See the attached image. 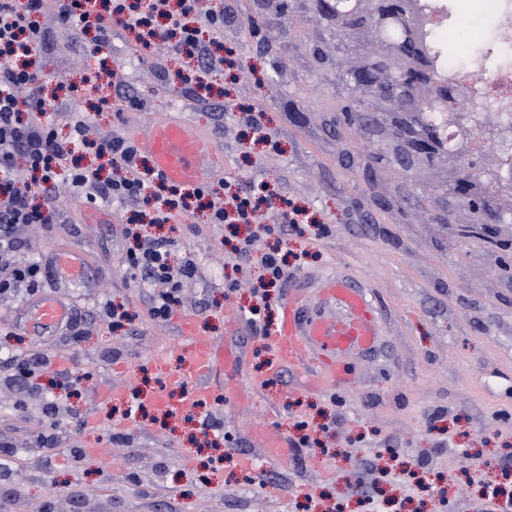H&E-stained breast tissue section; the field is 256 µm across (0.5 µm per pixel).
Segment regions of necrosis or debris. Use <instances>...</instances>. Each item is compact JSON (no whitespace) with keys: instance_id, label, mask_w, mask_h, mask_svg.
I'll return each instance as SVG.
<instances>
[{"instance_id":"necrosis-or-debris-1","label":"necrosis or debris","mask_w":512,"mask_h":512,"mask_svg":"<svg viewBox=\"0 0 512 512\" xmlns=\"http://www.w3.org/2000/svg\"><path fill=\"white\" fill-rule=\"evenodd\" d=\"M469 2L471 14L489 12L491 21L476 43L463 48L448 39L460 23L459 0H417V5L439 20L431 37L439 67L449 78L468 85L481 104L480 110L471 113V121L492 112L512 127V0Z\"/></svg>"}]
</instances>
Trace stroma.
<instances>
[{"label":"stroma","instance_id":"stroma-1","mask_svg":"<svg viewBox=\"0 0 512 512\" xmlns=\"http://www.w3.org/2000/svg\"><path fill=\"white\" fill-rule=\"evenodd\" d=\"M224 2V68L204 102L193 99L182 58L165 45L149 55L138 51L133 32L117 30L99 50L52 14L42 19L50 34L42 58L47 84L78 86L76 99L60 96L59 109L95 113V136L132 127L147 132L158 114L189 120L223 151L211 183L241 192L264 185L304 209L308 223L288 237V281L325 268L356 278L386 316L383 349L353 360V391L314 393L287 371L268 379L261 396L225 403L215 412L230 433L221 461L206 462L191 441L203 410L124 429V447L103 461L95 451L107 446L135 391L157 389L148 360L160 344L177 343L179 321L152 320L148 286L129 279L123 212L106 206L113 222L105 228L88 223L89 204L63 196L64 223L33 225L25 235L35 254L81 253L87 283L66 287L55 278L43 283V293L65 288L76 316L113 303L131 320L101 323L63 347L15 324L11 300H0V360L21 349L47 353L51 366L40 380L69 434L55 452H40V405L23 408L0 395V439L16 445L30 471L21 492L6 484L0 495L11 497L13 512H41L48 500L75 497L92 512H482L487 503L470 477L490 482L512 464V246L464 233L460 209L453 223H438L444 197L432 194L422 174L398 166L378 132L344 121L357 96L346 78L356 52L334 22L319 19L311 0H288L284 8L266 0ZM103 68L140 97L139 109H127L112 87H98ZM254 105L263 111L261 139L224 118ZM137 231L173 240V262L187 255L196 261L182 302L198 332L239 353L236 381L265 377L275 360L266 337L244 319L232 333L224 324L225 307L252 306L260 254L250 258L248 274L238 273L233 234L209 224L202 210L176 211L168 223ZM234 281L237 291L227 293ZM64 369L78 385L58 382ZM303 421L334 422L327 452L294 449L288 467L253 466L271 483H250L239 462L254 454L257 431L290 439ZM365 460L385 471L371 503L352 490ZM132 471L140 484L128 481ZM439 485L456 487L455 498L440 501L433 492Z\"/></svg>","mask_w":512,"mask_h":512}]
</instances>
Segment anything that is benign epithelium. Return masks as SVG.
Returning <instances> with one entry per match:
<instances>
[{"mask_svg": "<svg viewBox=\"0 0 512 512\" xmlns=\"http://www.w3.org/2000/svg\"><path fill=\"white\" fill-rule=\"evenodd\" d=\"M318 15L329 21L363 20L355 28L376 52L366 54L350 71L358 89L370 88L382 110L397 125L403 150L401 166L438 167L449 150L469 153L474 135L466 122L470 94L437 75L426 37L436 17L417 10L416 0H322ZM456 129V143L448 146L447 129ZM497 158L487 152L466 168L462 188L446 195L447 214L459 205L469 224H512V207L485 205L475 186L496 167Z\"/></svg>", "mask_w": 512, "mask_h": 512, "instance_id": "1", "label": "benign epithelium"}]
</instances>
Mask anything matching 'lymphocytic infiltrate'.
I'll use <instances>...</instances> for the list:
<instances>
[{"label":"lymphocytic infiltrate","mask_w":512,"mask_h":512,"mask_svg":"<svg viewBox=\"0 0 512 512\" xmlns=\"http://www.w3.org/2000/svg\"><path fill=\"white\" fill-rule=\"evenodd\" d=\"M50 4L78 34L94 29L106 38L116 29H135L148 53L154 52L158 41H172L174 51L185 55L197 83H204L224 63L213 52L224 37V12L207 0H186L182 10L192 14L195 24L176 31L151 24L155 16L166 15L169 0H0V298H34L41 283L50 278L52 257L27 259L30 245L20 231L31 224L60 223L59 187L80 194L91 205L112 202L138 210L153 224L165 223L169 209L177 205V189L167 187L153 169L140 168L141 154L132 139L121 134L91 139L92 114H58L57 103L45 97L46 76L36 60L47 47L39 18ZM25 112H53L57 118L46 123L25 121L21 118ZM62 125L68 127V135L59 134ZM84 148L94 149L98 158L111 164V176L102 177L99 169L75 163V153ZM20 160L31 173L30 180L21 184L15 179ZM194 194L207 197L212 223L246 226L248 233L234 254L243 265L253 253H261L264 274L256 289L283 284L286 269L278 246L300 224L298 213H284L279 224H262L259 206L250 197L230 195L211 184ZM273 238L278 241L274 247L269 244ZM172 248L169 240L147 238L126 254L127 271L150 287V314L160 322L181 306L183 284L196 272V262L189 257L172 265ZM46 366L39 351L8 357L0 362V389L11 391L18 405H25L34 393L33 377Z\"/></svg>","instance_id":"f902f5d3"}]
</instances>
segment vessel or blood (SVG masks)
Returning <instances> with one entry per match:
<instances>
[{"instance_id": "obj_1", "label": "vessel or blood", "mask_w": 512, "mask_h": 512, "mask_svg": "<svg viewBox=\"0 0 512 512\" xmlns=\"http://www.w3.org/2000/svg\"><path fill=\"white\" fill-rule=\"evenodd\" d=\"M137 147L149 155L161 179L175 187L191 191L208 183L211 170L222 160L218 145L195 125L185 120L156 116L149 135L130 129ZM60 275L67 280L80 279L84 267L79 255L63 251L55 259ZM65 303L52 297L35 301L27 312V327L32 335L51 334L67 321ZM192 318L180 323L177 349L161 347L150 356L157 375L169 382L192 386L180 403L186 411L202 404L220 405L224 400L257 397L261 383L228 384L225 368L238 361L223 341L196 335ZM386 320L368 296L366 288L344 273H326L292 285L282 305L278 330L272 337L280 366L297 369L307 385L324 391L349 388L354 377L349 362L357 356H371L381 347ZM188 353L192 360L189 373L175 376L171 371L173 351ZM260 453L274 465L287 466L288 449L276 438L264 436L258 441Z\"/></svg>"}]
</instances>
